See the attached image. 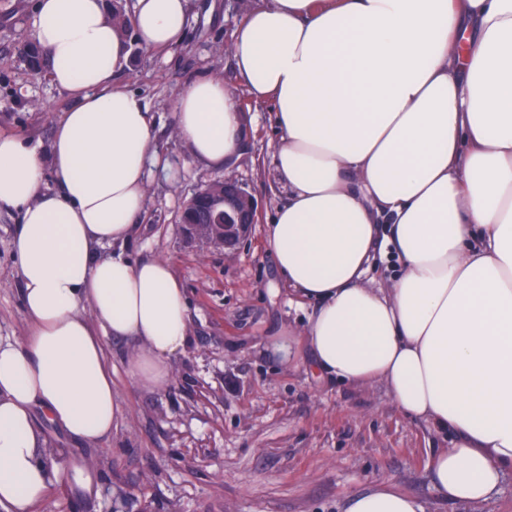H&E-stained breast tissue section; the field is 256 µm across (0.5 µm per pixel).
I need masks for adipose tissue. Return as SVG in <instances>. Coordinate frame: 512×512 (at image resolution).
Here are the masks:
<instances>
[{
	"label": "adipose tissue",
	"mask_w": 512,
	"mask_h": 512,
	"mask_svg": "<svg viewBox=\"0 0 512 512\" xmlns=\"http://www.w3.org/2000/svg\"><path fill=\"white\" fill-rule=\"evenodd\" d=\"M190 11V0H134L125 32L105 0L36 2L32 37L71 104L48 149L0 132V209L21 214L13 251L30 322L23 339L0 338L6 512H32L54 480L95 491L86 457L43 458L34 413L77 441L111 436L121 408L104 338L137 341L130 372L150 390L170 385L189 344L169 261L95 250L130 239L161 164L152 116L113 82L127 34L172 48ZM231 53L251 97L276 105L287 198L268 245L297 303L315 304L302 331L264 351L351 386L384 384L404 416L450 433L428 460L438 490L488 499L512 473V0H255ZM175 114L210 167L245 143L222 75L192 82ZM382 244L401 271L379 288L367 276ZM348 512L418 506L377 490Z\"/></svg>",
	"instance_id": "obj_1"
}]
</instances>
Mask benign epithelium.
Wrapping results in <instances>:
<instances>
[{"instance_id": "obj_1", "label": "benign epithelium", "mask_w": 512, "mask_h": 512, "mask_svg": "<svg viewBox=\"0 0 512 512\" xmlns=\"http://www.w3.org/2000/svg\"><path fill=\"white\" fill-rule=\"evenodd\" d=\"M258 220V204L233 177L211 181L188 200L180 224L187 240L233 249Z\"/></svg>"}]
</instances>
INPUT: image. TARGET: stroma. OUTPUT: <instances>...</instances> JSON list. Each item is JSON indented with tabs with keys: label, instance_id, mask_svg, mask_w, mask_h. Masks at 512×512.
Returning a JSON list of instances; mask_svg holds the SVG:
<instances>
[{
	"label": "stroma",
	"instance_id": "1",
	"mask_svg": "<svg viewBox=\"0 0 512 512\" xmlns=\"http://www.w3.org/2000/svg\"><path fill=\"white\" fill-rule=\"evenodd\" d=\"M32 0H0V131L49 144L70 101L28 73L17 48L30 38ZM249 0H192L181 44L162 52L133 47L117 81L138 94L154 122L164 159L153 169L131 260H169L189 301L191 343L173 363L170 385L138 386L135 346L104 338L112 393L121 407L109 438L78 443L38 415L46 455L81 451L100 473L89 497L52 484L34 512H347L360 493L391 488L417 499L421 512H512V476L487 501L442 496L427 467L450 436L405 417L387 388L354 387L287 368L256 347L285 328L302 329L312 303H289L267 243L283 198L273 156L279 143L273 102H257L231 55ZM219 73L236 88L247 120L241 157L228 174L255 197L259 222L236 249L188 242L180 213L194 192L226 172L196 161L176 132L175 103L199 76ZM20 216L0 209V336L27 335L12 241Z\"/></svg>",
	"mask_w": 512,
	"mask_h": 512
}]
</instances>
